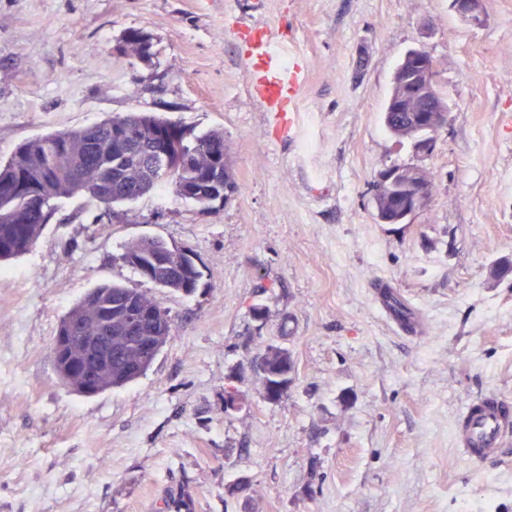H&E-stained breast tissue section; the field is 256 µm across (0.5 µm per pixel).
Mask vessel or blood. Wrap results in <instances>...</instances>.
I'll return each mask as SVG.
<instances>
[{
	"label": "vessel or blood",
	"mask_w": 512,
	"mask_h": 512,
	"mask_svg": "<svg viewBox=\"0 0 512 512\" xmlns=\"http://www.w3.org/2000/svg\"><path fill=\"white\" fill-rule=\"evenodd\" d=\"M304 76L296 61H284L270 35L255 38L247 56V81L254 98L277 119H284L294 106L295 92ZM512 433V401L497 395L466 401L454 431L455 446L468 462L496 464Z\"/></svg>",
	"instance_id": "b4317fda"
}]
</instances>
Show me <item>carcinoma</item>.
Instances as JSON below:
<instances>
[{
    "instance_id": "cac0c4a2",
    "label": "carcinoma",
    "mask_w": 512,
    "mask_h": 512,
    "mask_svg": "<svg viewBox=\"0 0 512 512\" xmlns=\"http://www.w3.org/2000/svg\"><path fill=\"white\" fill-rule=\"evenodd\" d=\"M389 100L383 112L388 131L399 139H412L413 113L394 112ZM154 125L176 126V123L155 113L129 112L92 125L57 130L37 135L22 142L5 163H0V259H11L27 253L38 240L56 209H47L44 201H58L81 195L86 200L110 207L133 202L153 190L160 182L174 183L178 196L203 210L215 208L221 194L231 199L240 187L233 174L231 160H226L224 182L203 184L196 168L197 158L207 154L224 156V132L210 130L201 135L189 134L173 152L171 164L160 165L146 157L148 151H163V145L152 142ZM417 177L406 170L395 189L381 194V209L389 223H404L402 207L406 190L414 187ZM166 245L160 238L149 242L129 243L122 259L130 262L135 256L150 263L155 251ZM201 273L194 260L184 258L172 273H159L151 279L172 293L189 296L198 288ZM112 302V319H118L129 305L146 303L157 318L171 324L168 311L154 297L137 288L112 284L106 289L89 291L81 300L97 315L105 309L104 301ZM141 356V348L130 344L120 356H112V385L129 383L123 378L128 359ZM265 373L260 376L262 395L281 382L292 383L295 360L290 349L268 344L263 354Z\"/></svg>"
}]
</instances>
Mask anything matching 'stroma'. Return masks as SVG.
Listing matches in <instances>:
<instances>
[{"instance_id": "35a3bbf8", "label": "stroma", "mask_w": 512, "mask_h": 512, "mask_svg": "<svg viewBox=\"0 0 512 512\" xmlns=\"http://www.w3.org/2000/svg\"><path fill=\"white\" fill-rule=\"evenodd\" d=\"M131 30L152 59L116 56ZM263 32L307 68L289 131L248 89ZM413 47L447 104L426 156L382 121ZM129 112L223 131L241 191L212 212L168 182L111 209L63 199L0 262V512H161L177 491L192 512H512V444L494 466L454 444L466 400L512 396V274L490 275L512 262V0H484L475 21L452 0H0L1 161ZM394 165L426 167L434 193L410 223L380 224L373 186ZM141 237L193 254V295L123 260ZM112 283L157 298L172 336L136 381L85 397L51 344ZM270 342L296 360L273 404L257 377Z\"/></svg>"}]
</instances>
